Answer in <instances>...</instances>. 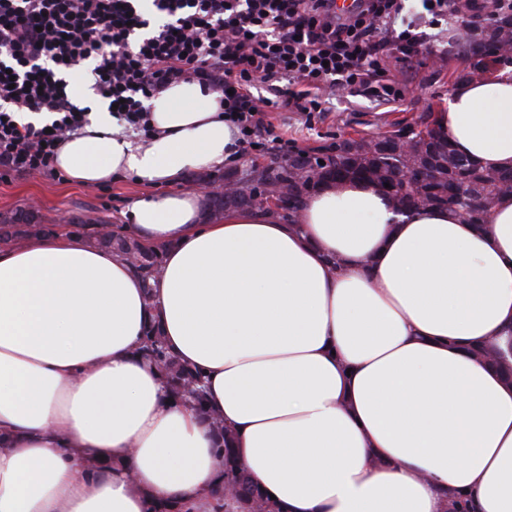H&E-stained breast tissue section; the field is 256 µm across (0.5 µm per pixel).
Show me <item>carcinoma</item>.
<instances>
[{
    "mask_svg": "<svg viewBox=\"0 0 512 512\" xmlns=\"http://www.w3.org/2000/svg\"><path fill=\"white\" fill-rule=\"evenodd\" d=\"M464 60H476L473 67L487 61L512 65V11L502 13L484 26L480 37L456 49ZM433 165V173L424 179L397 177L407 169L417 171ZM363 181L381 189L398 212L456 206L454 214L472 224L487 222L489 210L474 205L479 198L494 200L512 193V169L488 170L459 155L441 131L433 112L397 125L394 130L374 137L357 135L342 138L319 155L297 151L288 162L272 171L251 165L243 175H227L229 192L210 195L216 216L230 208L268 210V200L285 197L297 209L303 199L326 184ZM390 187H385V184ZM112 250L132 261L147 279L154 278L161 264L157 251L137 239L114 231L102 239ZM144 355L165 372L173 392L184 397L185 384L201 375L180 364L166 350L158 328H151L142 346ZM218 438L216 454L224 461L227 487L224 488L226 512H235L234 503L244 505V512H279V507L249 479L239 466L230 437L221 424L211 423Z\"/></svg>",
    "mask_w": 512,
    "mask_h": 512,
    "instance_id": "obj_1",
    "label": "carcinoma"
}]
</instances>
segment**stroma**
Instances as JSON below:
<instances>
[{"instance_id": "stroma-1", "label": "stroma", "mask_w": 512, "mask_h": 512, "mask_svg": "<svg viewBox=\"0 0 512 512\" xmlns=\"http://www.w3.org/2000/svg\"><path fill=\"white\" fill-rule=\"evenodd\" d=\"M393 74L407 91L395 102H371L361 97L337 96L327 116L305 126L293 112H274L270 119L299 148H317L348 133L376 134L400 119L427 110L444 111L448 95L457 83L459 64L454 57L432 63L419 55L408 61L389 58ZM146 186L131 181L104 186H80L49 176H19L0 182V242L22 247L39 233L61 227L63 220L81 217L92 220V239H99L117 225L129 224L133 201L146 194Z\"/></svg>"}]
</instances>
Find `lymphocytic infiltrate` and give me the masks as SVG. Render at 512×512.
<instances>
[{"label":"lymphocytic infiltrate","mask_w":512,"mask_h":512,"mask_svg":"<svg viewBox=\"0 0 512 512\" xmlns=\"http://www.w3.org/2000/svg\"><path fill=\"white\" fill-rule=\"evenodd\" d=\"M0 0V180L56 176L54 157L82 134L87 107L70 75L88 70L90 87L123 133L149 138L156 92L195 81L219 92L236 126L240 155L287 159L296 151L269 119L273 109L324 114L335 93L385 101L405 83L386 69L385 46L418 54L424 35L404 21L403 0H358L341 16L336 0ZM429 25L492 19L503 0H420ZM31 121H21V114Z\"/></svg>","instance_id":"1"}]
</instances>
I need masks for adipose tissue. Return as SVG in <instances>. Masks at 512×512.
<instances>
[{"label":"adipose tissue","mask_w":512,"mask_h":512,"mask_svg":"<svg viewBox=\"0 0 512 512\" xmlns=\"http://www.w3.org/2000/svg\"><path fill=\"white\" fill-rule=\"evenodd\" d=\"M218 99L159 90L142 140L93 108L55 159L79 184L150 187L131 214L163 253L154 279L65 229L0 246V512H224L208 421L142 355L154 323L283 512H512V194L482 227L395 214L359 181L294 224H204L178 186L238 159ZM439 121L512 167V76L457 84Z\"/></svg>","instance_id":"obj_1"}]
</instances>
